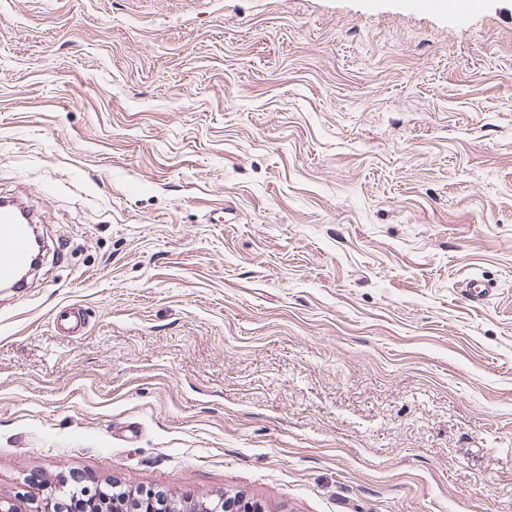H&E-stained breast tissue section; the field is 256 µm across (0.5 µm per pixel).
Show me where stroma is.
I'll list each match as a JSON object with an SVG mask.
<instances>
[{
    "label": "stroma",
    "instance_id": "1",
    "mask_svg": "<svg viewBox=\"0 0 512 512\" xmlns=\"http://www.w3.org/2000/svg\"><path fill=\"white\" fill-rule=\"evenodd\" d=\"M1 195L48 245L0 291L18 512H512V0H0ZM498 284L486 278H472L465 283V291L468 293L469 300L475 304H480L497 291ZM72 305L60 307L54 313V326L58 333L66 336H80L85 333V314ZM27 496L35 505L32 512H62L63 504L56 492L46 493L44 488H32ZM213 502L205 504L206 507H209L207 512H265L259 505L239 497L232 498L224 495L218 504L211 508Z\"/></svg>",
    "mask_w": 512,
    "mask_h": 512
}]
</instances>
